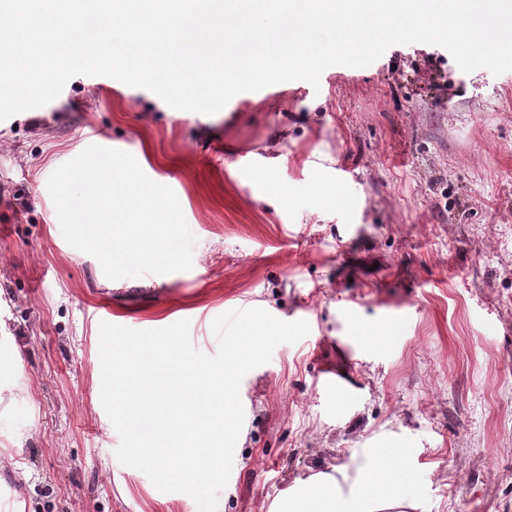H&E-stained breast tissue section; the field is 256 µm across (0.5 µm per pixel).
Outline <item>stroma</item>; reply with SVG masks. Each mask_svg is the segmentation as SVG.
Listing matches in <instances>:
<instances>
[{"mask_svg": "<svg viewBox=\"0 0 512 512\" xmlns=\"http://www.w3.org/2000/svg\"><path fill=\"white\" fill-rule=\"evenodd\" d=\"M92 144L175 192L190 270L111 280L66 242L50 165ZM248 308L310 332L243 378L217 512H269L296 479L400 444L423 512H512V71L394 45L212 115L77 75L0 122V512H198L117 459L99 327L186 319L211 355L213 320Z\"/></svg>", "mask_w": 512, "mask_h": 512, "instance_id": "obj_1", "label": "stroma"}]
</instances>
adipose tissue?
<instances>
[{"instance_id": "ef3b65f1", "label": "adipose tissue", "mask_w": 512, "mask_h": 512, "mask_svg": "<svg viewBox=\"0 0 512 512\" xmlns=\"http://www.w3.org/2000/svg\"><path fill=\"white\" fill-rule=\"evenodd\" d=\"M405 448H367L334 472L297 479L270 512H419Z\"/></svg>"}]
</instances>
